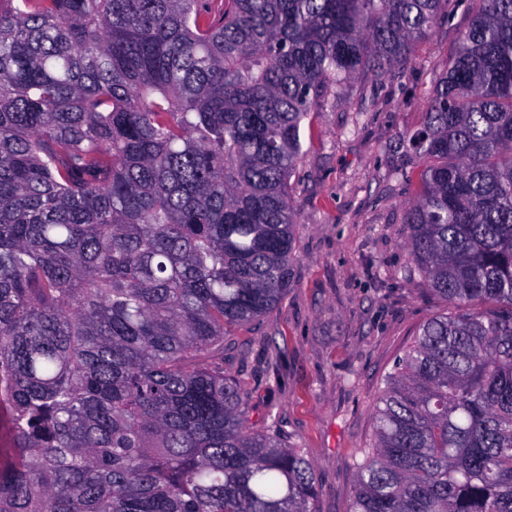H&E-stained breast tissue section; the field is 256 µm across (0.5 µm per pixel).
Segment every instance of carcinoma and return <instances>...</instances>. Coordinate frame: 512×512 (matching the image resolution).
I'll return each mask as SVG.
<instances>
[{
    "mask_svg": "<svg viewBox=\"0 0 512 512\" xmlns=\"http://www.w3.org/2000/svg\"><path fill=\"white\" fill-rule=\"evenodd\" d=\"M0 0V512H317L224 335L288 293L301 128L461 0ZM448 304L374 406L350 512H512V0H473L407 139Z\"/></svg>",
    "mask_w": 512,
    "mask_h": 512,
    "instance_id": "carcinoma-1",
    "label": "carcinoma"
}]
</instances>
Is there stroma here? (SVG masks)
Here are the masks:
<instances>
[{"instance_id": "1", "label": "stroma", "mask_w": 512, "mask_h": 512, "mask_svg": "<svg viewBox=\"0 0 512 512\" xmlns=\"http://www.w3.org/2000/svg\"><path fill=\"white\" fill-rule=\"evenodd\" d=\"M468 19L459 7L408 64L380 83L331 92L305 121L289 181L298 224L288 293L224 338V372L242 389L249 429L277 433L313 463L318 512H349L383 380L419 325L447 309L407 272L404 218L421 192V165L392 148L420 128ZM401 163L403 177L394 173Z\"/></svg>"}]
</instances>
